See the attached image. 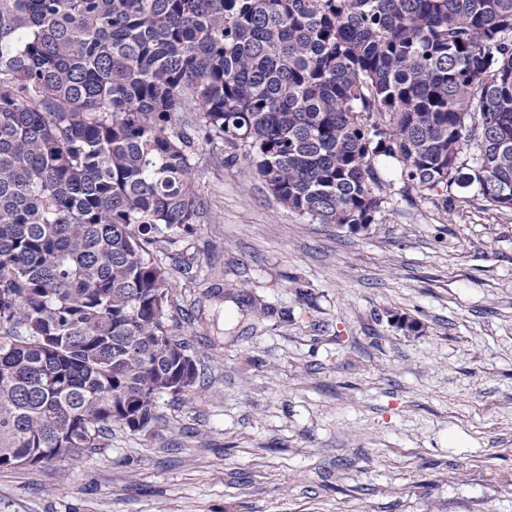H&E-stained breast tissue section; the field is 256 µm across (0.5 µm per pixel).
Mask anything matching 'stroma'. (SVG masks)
<instances>
[{"mask_svg": "<svg viewBox=\"0 0 512 512\" xmlns=\"http://www.w3.org/2000/svg\"><path fill=\"white\" fill-rule=\"evenodd\" d=\"M196 152L207 214L155 252L195 394L80 460L0 468V512H512V210L406 200L381 156L356 233Z\"/></svg>", "mask_w": 512, "mask_h": 512, "instance_id": "35a3bbf8", "label": "stroma"}]
</instances>
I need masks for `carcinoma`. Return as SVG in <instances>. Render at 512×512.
<instances>
[{
  "instance_id": "cac0c4a2",
  "label": "carcinoma",
  "mask_w": 512,
  "mask_h": 512,
  "mask_svg": "<svg viewBox=\"0 0 512 512\" xmlns=\"http://www.w3.org/2000/svg\"><path fill=\"white\" fill-rule=\"evenodd\" d=\"M199 137L320 224L374 223L381 154L512 209V0H0V468L193 391L153 248L207 213Z\"/></svg>"
}]
</instances>
